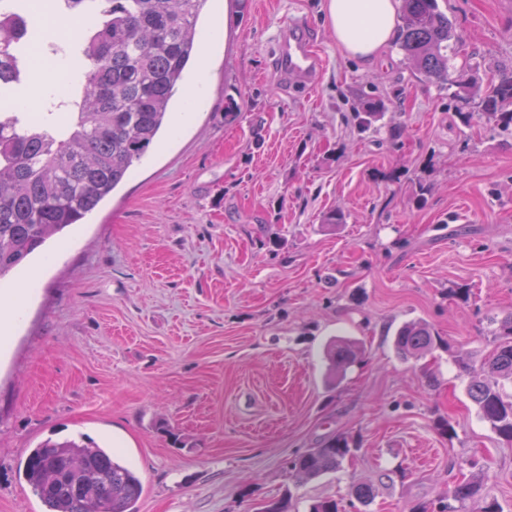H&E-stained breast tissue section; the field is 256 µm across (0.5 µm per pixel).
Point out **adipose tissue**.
I'll list each match as a JSON object with an SVG mask.
<instances>
[{"label": "adipose tissue", "mask_w": 512, "mask_h": 512, "mask_svg": "<svg viewBox=\"0 0 512 512\" xmlns=\"http://www.w3.org/2000/svg\"><path fill=\"white\" fill-rule=\"evenodd\" d=\"M398 0H325L330 34L348 57L375 62L394 41Z\"/></svg>", "instance_id": "ef3b65f1"}]
</instances>
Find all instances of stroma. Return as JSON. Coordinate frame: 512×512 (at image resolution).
I'll use <instances>...</instances> for the list:
<instances>
[{"instance_id":"1","label":"stroma","mask_w":512,"mask_h":512,"mask_svg":"<svg viewBox=\"0 0 512 512\" xmlns=\"http://www.w3.org/2000/svg\"><path fill=\"white\" fill-rule=\"evenodd\" d=\"M322 4L211 0L194 112L174 110L104 207L0 283L26 304L0 343V512H45L26 452L82 434L137 472V512H257L288 492L303 510L443 512L470 459L480 497L512 512V442L457 365L512 313V135L465 125L398 44L374 66L346 57ZM438 4L452 64L512 69V0ZM291 24L323 58L299 94L275 59ZM371 99L384 114L362 132L352 115ZM335 208L345 224L322 228ZM413 320L441 343L405 360L392 340ZM335 338L364 353L331 389ZM341 434L357 449L340 471H291ZM359 483L379 487L369 505Z\"/></svg>"}]
</instances>
